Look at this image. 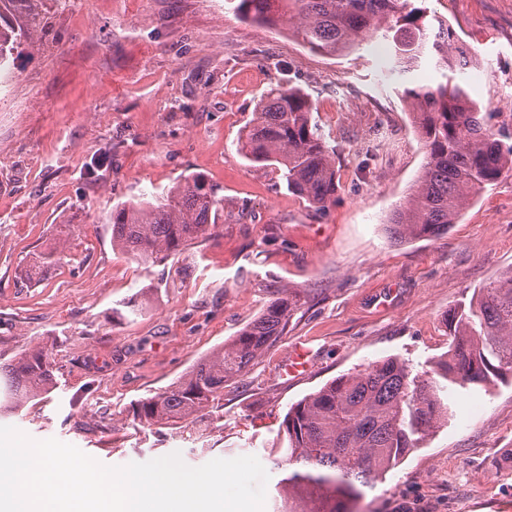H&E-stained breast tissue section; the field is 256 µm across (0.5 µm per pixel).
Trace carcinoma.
Instances as JSON below:
<instances>
[{
  "instance_id": "1",
  "label": "carcinoma",
  "mask_w": 512,
  "mask_h": 512,
  "mask_svg": "<svg viewBox=\"0 0 512 512\" xmlns=\"http://www.w3.org/2000/svg\"><path fill=\"white\" fill-rule=\"evenodd\" d=\"M22 22L0 10V60L42 28L39 0H19ZM416 0H236L234 11L251 22L292 27L313 52L334 55L354 49L362 35L386 42L395 63L410 68L435 60L442 81L404 88L412 102L427 161L409 199L394 209L386 231L405 242L435 237L457 223L472 197L512 171V135H495L459 74L473 63L453 28ZM314 104L293 86L264 92L242 131L238 151L248 160L282 172L288 191L323 209L336 197V170ZM224 199L200 175L180 179L155 201L117 204L109 216L112 245L143 264L179 253L191 240L211 235ZM62 250L43 253L32 276L56 264ZM304 293L288 290L274 299L224 345L200 359L183 378L138 401L134 419L144 427L203 420L221 407L224 384L243 375L257 355L285 335ZM453 340L447 358L427 375L389 358L334 379L288 409L282 423L287 447L276 448L299 464L276 488L288 512H354L363 488L418 447L448 418V392L512 377V274L494 278L469 304L449 314ZM57 367L44 346L0 366V415H18L47 398Z\"/></svg>"
}]
</instances>
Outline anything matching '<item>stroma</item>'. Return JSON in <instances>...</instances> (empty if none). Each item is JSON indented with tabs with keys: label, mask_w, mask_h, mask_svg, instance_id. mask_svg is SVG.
<instances>
[{
	"label": "stroma",
	"mask_w": 512,
	"mask_h": 512,
	"mask_svg": "<svg viewBox=\"0 0 512 512\" xmlns=\"http://www.w3.org/2000/svg\"><path fill=\"white\" fill-rule=\"evenodd\" d=\"M476 57L465 78L492 130L512 131V0H423ZM232 0H43L45 24L15 51L0 92V364L46 345L50 398L0 418L35 440L74 445L107 466L180 453L192 467L269 453L293 404L387 358L432 370L449 310L512 271V174L487 185L458 224L395 244L385 225L425 163L404 86L433 85L426 62L381 79L376 39L351 53L309 51L287 30L242 20ZM302 89L334 159L338 188L317 210L277 169L237 149L261 93ZM104 159V177L84 171ZM223 197L211 236L144 265L112 246L114 205L152 199L190 174ZM61 260L28 279L55 247ZM306 302L288 332L224 388L202 422L147 428L131 406L183 376L285 289ZM135 300L137 313L112 316ZM298 342L305 374L285 376ZM441 423L365 489L355 512H512V382L449 396Z\"/></svg>",
	"instance_id": "obj_1"
}]
</instances>
